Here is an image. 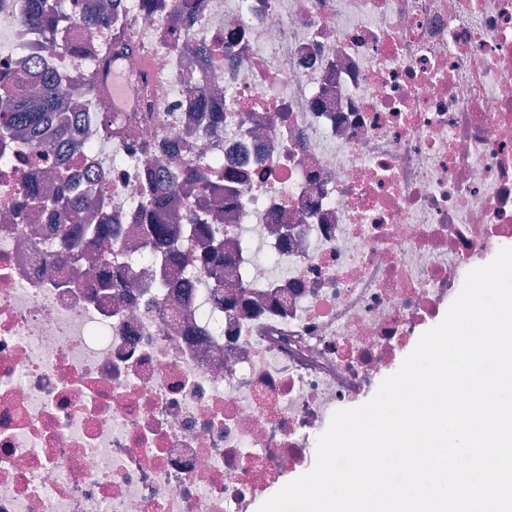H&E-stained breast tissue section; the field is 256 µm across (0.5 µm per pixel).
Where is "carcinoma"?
I'll list each match as a JSON object with an SVG mask.
<instances>
[{
	"instance_id": "carcinoma-1",
	"label": "carcinoma",
	"mask_w": 512,
	"mask_h": 512,
	"mask_svg": "<svg viewBox=\"0 0 512 512\" xmlns=\"http://www.w3.org/2000/svg\"><path fill=\"white\" fill-rule=\"evenodd\" d=\"M60 16L43 9V0H27V10L23 13V21L46 33H55ZM81 23L92 30H99L104 37L96 44L95 50L104 60L114 56L145 57L141 46L125 35L120 29L112 28V17L109 7L100 5L80 18ZM0 87L7 89L5 106L0 108L7 113V121L15 130L28 137L43 155L60 154L69 144V130L61 125L57 131V139L52 143L42 142L40 135L43 128L55 121L56 114L61 110L62 97L58 81L52 77H45L42 84L41 96L34 100L30 97L22 81L4 74L0 75ZM68 89L78 92H97V73H78L69 79ZM188 90L194 97L195 111L205 113L206 129L216 133L224 126V113L215 97L208 90L202 89L200 84L193 80ZM208 166L200 161L189 162L179 171L166 178L151 173L146 180L151 193L150 203L152 212L149 214V223L143 225L146 236L152 239L156 251L162 253L167 261H177L179 251L175 242L174 226L183 225L182 233L200 237L203 250L199 254V264L208 272L211 281L208 288L215 301L224 303V265L232 261V257L224 254V240L220 230L208 223L209 218V184ZM192 193L195 200L184 213H178L171 208L170 201L181 193ZM54 205L62 213L78 210L80 213H90V223L63 224L62 232L70 242V252L62 256L64 260L79 258V249L84 243H94L96 240L116 235L115 227L111 224L93 223L97 214L93 210L103 209L102 199H93L89 195L81 197L74 194L62 202L57 200Z\"/></svg>"
}]
</instances>
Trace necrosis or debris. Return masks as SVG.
<instances>
[{"label":"necrosis or debris","instance_id":"4bbe7bcc","mask_svg":"<svg viewBox=\"0 0 512 512\" xmlns=\"http://www.w3.org/2000/svg\"><path fill=\"white\" fill-rule=\"evenodd\" d=\"M97 3L55 0L59 47L0 0V69L92 68ZM112 22L148 47L118 61L121 111L67 96L58 162L0 125V512H254L512 242V0H112ZM191 76L222 93L219 134ZM202 158L236 180L213 206L243 308L189 280L195 239L165 269L138 221L148 168ZM70 181L107 191L118 234L63 267Z\"/></svg>","mask_w":512,"mask_h":512}]
</instances>
